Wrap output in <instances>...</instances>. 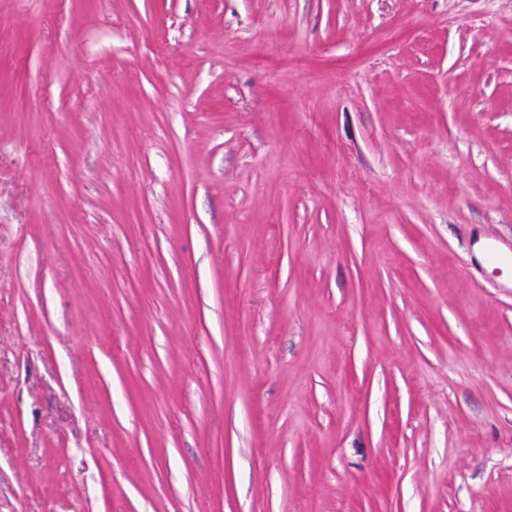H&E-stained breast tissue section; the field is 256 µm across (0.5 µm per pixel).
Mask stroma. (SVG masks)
I'll return each instance as SVG.
<instances>
[{
  "label": "stroma",
  "mask_w": 512,
  "mask_h": 512,
  "mask_svg": "<svg viewBox=\"0 0 512 512\" xmlns=\"http://www.w3.org/2000/svg\"><path fill=\"white\" fill-rule=\"evenodd\" d=\"M512 0H0V512H512Z\"/></svg>",
  "instance_id": "stroma-1"
}]
</instances>
